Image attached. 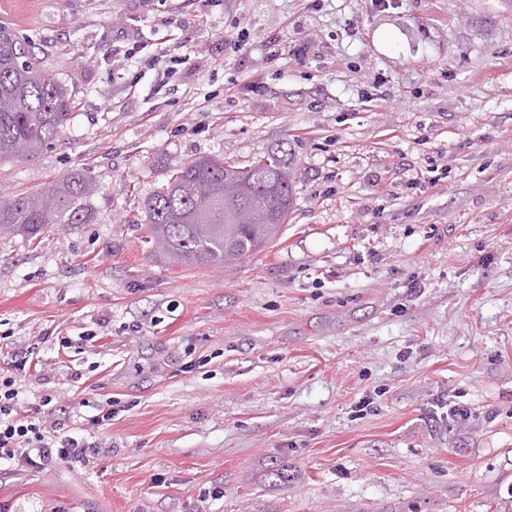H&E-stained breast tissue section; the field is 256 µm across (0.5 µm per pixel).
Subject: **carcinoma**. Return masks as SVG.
<instances>
[{
  "label": "carcinoma",
  "mask_w": 512,
  "mask_h": 512,
  "mask_svg": "<svg viewBox=\"0 0 512 512\" xmlns=\"http://www.w3.org/2000/svg\"><path fill=\"white\" fill-rule=\"evenodd\" d=\"M72 115L67 89L48 81L34 57V42L0 25V162L39 154ZM236 177L254 194L239 207L252 222L235 223L232 209L217 208L209 222L197 213L224 196V177ZM92 191L79 174L58 180L46 192L0 201V233L34 239L48 224H84L81 200ZM293 204L289 167L276 154L239 166L226 158L199 157L178 168L145 201L148 238L184 264L229 265L260 251L278 232Z\"/></svg>",
  "instance_id": "1"
}]
</instances>
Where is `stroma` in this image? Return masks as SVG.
<instances>
[{
  "instance_id": "stroma-1",
  "label": "stroma",
  "mask_w": 512,
  "mask_h": 512,
  "mask_svg": "<svg viewBox=\"0 0 512 512\" xmlns=\"http://www.w3.org/2000/svg\"><path fill=\"white\" fill-rule=\"evenodd\" d=\"M306 4L0 12L74 102L38 156L0 163V199L94 184L87 223L0 234V336L38 346L29 408L103 445L88 467L0 470V512H490L512 496V0H322L294 28ZM237 20L241 50L224 41ZM285 29L315 51L268 59ZM271 152L294 207L233 266L173 264L126 221L191 159ZM452 394L466 417L443 414Z\"/></svg>"
}]
</instances>
